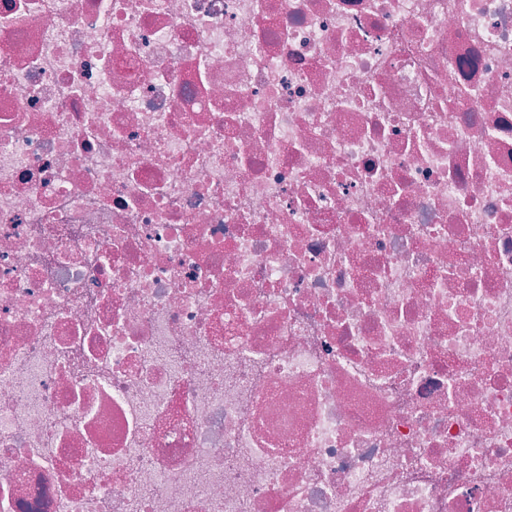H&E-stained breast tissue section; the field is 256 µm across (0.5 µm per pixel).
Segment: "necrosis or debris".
<instances>
[{"mask_svg": "<svg viewBox=\"0 0 512 512\" xmlns=\"http://www.w3.org/2000/svg\"><path fill=\"white\" fill-rule=\"evenodd\" d=\"M0 512H512V0H0Z\"/></svg>", "mask_w": 512, "mask_h": 512, "instance_id": "obj_1", "label": "necrosis or debris"}]
</instances>
